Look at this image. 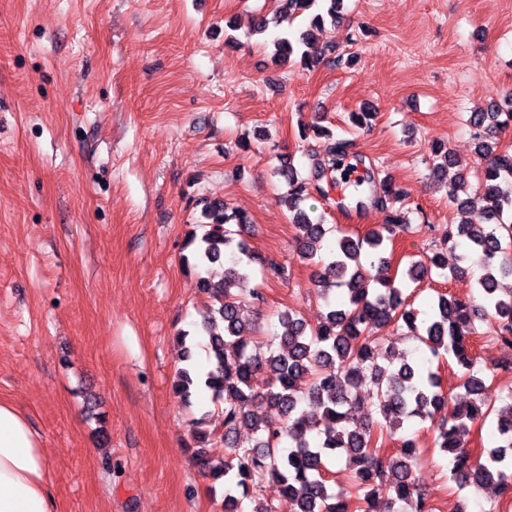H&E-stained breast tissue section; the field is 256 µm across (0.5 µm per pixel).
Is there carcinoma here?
Listing matches in <instances>:
<instances>
[{"instance_id": "cac0c4a2", "label": "carcinoma", "mask_w": 512, "mask_h": 512, "mask_svg": "<svg viewBox=\"0 0 512 512\" xmlns=\"http://www.w3.org/2000/svg\"><path fill=\"white\" fill-rule=\"evenodd\" d=\"M278 15H254L251 32L271 34V59L278 65L298 63L312 70L319 64L310 48L316 33L338 23L343 0H277ZM475 152L484 160L476 192L484 205L464 224L448 225L444 243L461 248L453 273L464 274L477 264L478 297L465 301L440 294L429 315L420 318L407 308L401 279L413 283L444 269L439 255L412 261L401 276L389 274V245L396 234L410 229L405 216L394 213L388 223L364 236L344 235L323 255L329 229L312 216L303 203L326 167L311 154L305 171L296 168L291 155L279 156L274 174L288 185L289 223L298 230V256L319 266L314 294L326 313L311 326L293 311L278 315L282 331L266 341L253 342L246 333V306L261 304L264 297L254 285L256 272L281 271L272 256L253 251L245 234L250 219L220 200L196 199L207 229L191 237L198 292L217 307L203 321L208 336L209 368L199 373L193 358L194 337L186 331L175 336L188 364L173 380L171 392L186 401L198 389L211 393L224 413V461L212 464L204 448L195 452L196 464L213 481L224 483V512H276L275 502L288 504V512H372L379 498L384 512H433L412 476L416 446L404 439L390 452L385 444L404 426L430 421L436 424V445L451 464V478L460 486L481 488L512 485V387L499 405L485 403L487 383L494 375L477 367L473 354L476 322L493 325L495 337L512 346V293L504 294L501 281L512 278V153L498 148L499 133L512 126V106L496 98L468 117ZM329 141L334 157L350 155L351 141L335 138L326 127L303 129ZM434 178L447 185L448 200L459 209L469 206L471 185L450 151L438 147L432 155ZM404 194L383 183L381 191L365 202L388 210ZM379 266L382 275L371 278L361 261L362 252ZM232 256L224 280L213 282L202 271ZM393 325L422 342L432 356L452 361L467 399L449 405L437 373H422L408 355L384 345L375 329ZM266 377L263 391L253 379ZM363 388L371 400L361 403L354 391ZM495 417L500 445L473 459L472 429ZM245 425L250 436L243 441L237 430ZM349 470L348 489L331 486V459ZM272 489L274 496L263 495Z\"/></svg>"}]
</instances>
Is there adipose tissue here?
<instances>
[{
	"label": "adipose tissue",
	"mask_w": 512,
	"mask_h": 512,
	"mask_svg": "<svg viewBox=\"0 0 512 512\" xmlns=\"http://www.w3.org/2000/svg\"><path fill=\"white\" fill-rule=\"evenodd\" d=\"M0 512H57L48 456L26 417L0 402Z\"/></svg>",
	"instance_id": "adipose-tissue-1"
}]
</instances>
